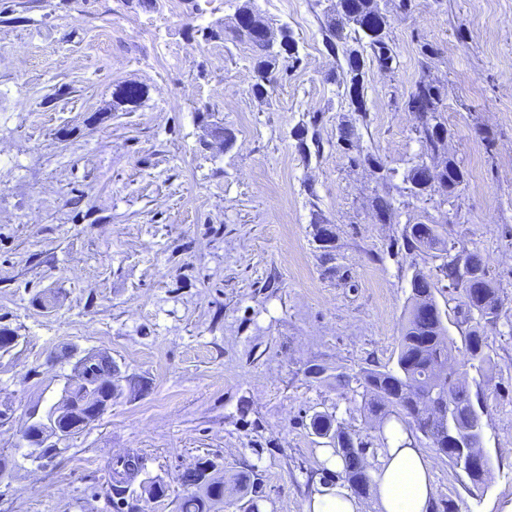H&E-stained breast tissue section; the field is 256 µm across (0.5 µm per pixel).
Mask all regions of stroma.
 <instances>
[{
	"instance_id": "35a3bbf8",
	"label": "stroma",
	"mask_w": 512,
	"mask_h": 512,
	"mask_svg": "<svg viewBox=\"0 0 512 512\" xmlns=\"http://www.w3.org/2000/svg\"><path fill=\"white\" fill-rule=\"evenodd\" d=\"M241 3L0 0V327L19 336L0 352V512H178L183 473L206 460L224 482L216 512L250 501L303 512L328 449L314 415L378 440L335 375L395 361L413 276H430L453 340L471 326L442 271L463 251L500 298L481 383L494 472L476 498L431 456L432 512L450 500L506 512L512 0H377L393 62L367 58L361 112L344 92V53L325 44L336 0H255L300 57L264 97L251 91L249 46L200 33L230 29ZM422 79L442 91L445 155L466 174L449 200L405 180L426 157L408 107ZM124 85L143 89L137 105L117 103ZM304 128L319 152L300 148ZM378 197L391 205L383 222ZM411 224L433 225L447 253L407 249ZM88 351L111 358L120 391L59 453L32 461L21 441L31 414L59 401ZM132 454L140 481L116 493L112 465ZM245 475L254 487L240 486ZM151 480L166 497L144 494Z\"/></svg>"
}]
</instances>
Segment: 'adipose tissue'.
Here are the masks:
<instances>
[{"label":"adipose tissue","instance_id":"1","mask_svg":"<svg viewBox=\"0 0 512 512\" xmlns=\"http://www.w3.org/2000/svg\"><path fill=\"white\" fill-rule=\"evenodd\" d=\"M387 441L385 451L369 463L377 512H429L434 495L429 460L407 445L404 432L388 434ZM304 512H362V505L343 484L319 482Z\"/></svg>","mask_w":512,"mask_h":512}]
</instances>
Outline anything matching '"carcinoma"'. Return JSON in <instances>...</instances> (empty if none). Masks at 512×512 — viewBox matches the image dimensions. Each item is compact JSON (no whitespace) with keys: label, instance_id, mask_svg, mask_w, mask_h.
Here are the masks:
<instances>
[{"label":"carcinoma","instance_id":"carcinoma-1","mask_svg":"<svg viewBox=\"0 0 512 512\" xmlns=\"http://www.w3.org/2000/svg\"><path fill=\"white\" fill-rule=\"evenodd\" d=\"M339 6L340 19L337 26L329 28L327 46L337 51L338 42L348 38L345 30L351 28L354 40L358 43L366 42L377 62L392 60L391 49L386 41L388 17L378 10H372L366 0H339ZM233 38L248 44L253 52L255 83L252 92L256 96L267 95L268 89L277 81V74L288 71L290 63L297 62L298 50L286 29L277 41V45L288 51V55L282 58L278 57L274 44L249 30L235 31ZM346 62L349 76L346 92L352 93L351 104L355 111L361 112L363 102L359 88L363 87V83L357 84L355 79L363 74V52L346 49ZM441 96L439 86L422 79L408 100L409 108L415 112L423 143L432 153L443 147L447 133L439 109ZM436 177L441 182L444 197L448 198L455 196L457 187L464 182L465 174L455 161L448 159ZM406 241L408 248L418 251H447L445 241L429 224L411 225L406 232ZM443 269L449 285L454 288L463 286V298L471 300L469 316L475 315L485 323H492L498 318L499 298L477 255H455L444 264ZM436 308L438 304L430 277L421 272L415 274L407 314L401 327L395 366L364 368L354 376L340 372L336 374V385L348 388L351 383H356L362 389L360 395L363 411L370 420L378 423V430H383L385 420L395 418L416 446L433 449L438 456L448 460L456 476H465L470 483L469 492L483 493L493 479L490 455L484 453L483 448H477L484 455L478 470L459 467V459L463 450L469 448L475 433L485 428L484 407L480 396H472L467 378L472 371L478 377H483L490 368L491 358L485 352L484 337L474 328L463 337L466 361H457L453 355L455 343L448 336V327L443 318L426 314V310ZM99 358L100 355L96 353H88L78 359L64 386L63 406L53 405L46 413V418L50 419L59 409H64L62 418L68 421L70 427L63 436L65 440L84 430L79 425L78 404L84 400L88 389L96 388L102 382L110 384L109 394L101 402V413L117 390V386L112 384V373L115 372L112 360L103 364ZM311 427L314 434L329 440L333 454L344 461V468L333 473L335 480L346 484L358 497L368 496L371 479L365 466V443L355 440L350 432L341 424L334 423V419L327 415H314ZM141 469L139 458L135 456L118 460L112 470L113 490L117 493L126 491L135 482ZM182 481L187 486L199 488L200 493L183 497L178 505L179 512H212V508L224 499V485L211 477L208 464L198 463L188 469L182 475Z\"/></svg>","mask_w":512,"mask_h":512}]
</instances>
